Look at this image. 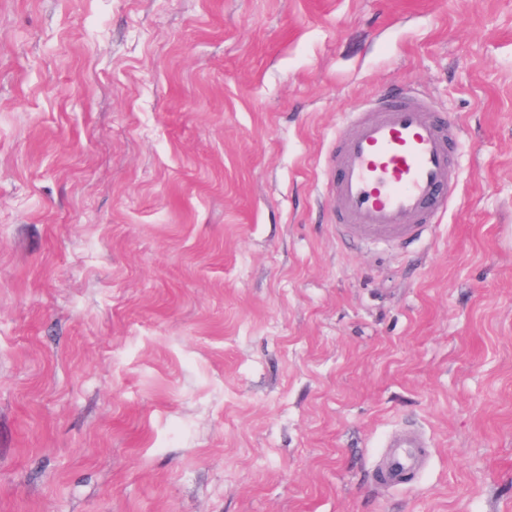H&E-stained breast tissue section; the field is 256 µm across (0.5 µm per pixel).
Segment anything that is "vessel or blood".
<instances>
[{"instance_id":"b4317fda","label":"vessel or blood","mask_w":512,"mask_h":512,"mask_svg":"<svg viewBox=\"0 0 512 512\" xmlns=\"http://www.w3.org/2000/svg\"><path fill=\"white\" fill-rule=\"evenodd\" d=\"M458 135L456 125L414 92L347 113L326 183L336 197V226L367 243L399 246L432 231L454 198ZM427 448L419 433H400L377 482L409 483Z\"/></svg>"}]
</instances>
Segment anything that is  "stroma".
<instances>
[{
	"mask_svg": "<svg viewBox=\"0 0 512 512\" xmlns=\"http://www.w3.org/2000/svg\"><path fill=\"white\" fill-rule=\"evenodd\" d=\"M410 91L457 201L360 248L336 130ZM0 512H512V0H0ZM387 448H391L388 459L377 471L376 481L390 487L409 483L421 459L427 454V442L419 433L406 430L394 438Z\"/></svg>",
	"mask_w": 512,
	"mask_h": 512,
	"instance_id": "35a3bbf8",
	"label": "stroma"
}]
</instances>
